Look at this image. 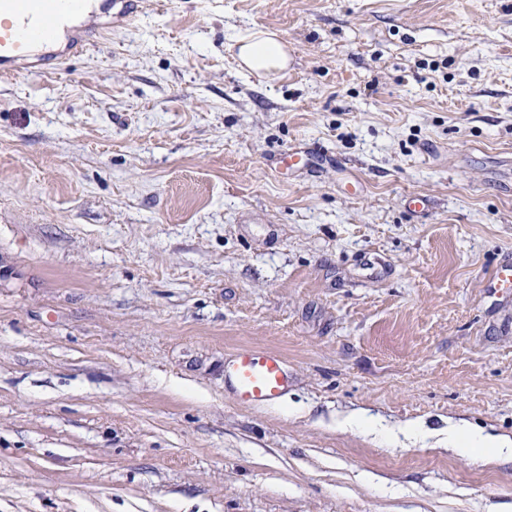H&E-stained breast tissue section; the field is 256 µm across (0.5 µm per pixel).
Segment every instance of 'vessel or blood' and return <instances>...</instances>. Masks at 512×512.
Returning a JSON list of instances; mask_svg holds the SVG:
<instances>
[{
  "label": "vessel or blood",
  "mask_w": 512,
  "mask_h": 512,
  "mask_svg": "<svg viewBox=\"0 0 512 512\" xmlns=\"http://www.w3.org/2000/svg\"><path fill=\"white\" fill-rule=\"evenodd\" d=\"M137 11L138 0H0V74L41 66L52 42L59 46L57 59L81 53ZM486 288L512 294V258L496 265ZM224 379L243 406L275 403L288 385L282 356L252 348L231 355Z\"/></svg>",
  "instance_id": "b4317fda"
}]
</instances>
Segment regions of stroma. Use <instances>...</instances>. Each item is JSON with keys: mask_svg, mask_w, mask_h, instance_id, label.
Instances as JSON below:
<instances>
[{"mask_svg": "<svg viewBox=\"0 0 512 512\" xmlns=\"http://www.w3.org/2000/svg\"><path fill=\"white\" fill-rule=\"evenodd\" d=\"M508 254L512 0H143L0 78V512L511 505L434 438H512ZM243 347L277 402L225 386ZM241 67L261 72L270 80L288 68V47L274 33H257L237 39ZM484 288L493 295L512 294V258H505L496 265ZM238 404L260 406L278 401L288 385L283 357L273 351L237 350L224 366Z\"/></svg>", "mask_w": 512, "mask_h": 512, "instance_id": "stroma-1", "label": "stroma"}]
</instances>
